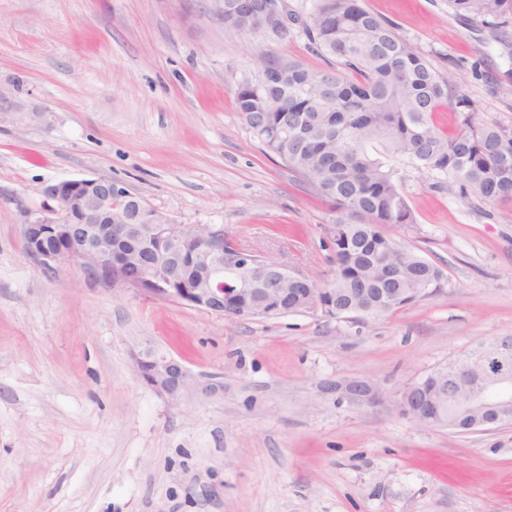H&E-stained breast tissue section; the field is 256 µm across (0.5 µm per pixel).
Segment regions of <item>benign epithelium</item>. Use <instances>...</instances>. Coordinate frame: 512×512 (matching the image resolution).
I'll return each instance as SVG.
<instances>
[{
	"instance_id": "7a95c632",
	"label": "benign epithelium",
	"mask_w": 512,
	"mask_h": 512,
	"mask_svg": "<svg viewBox=\"0 0 512 512\" xmlns=\"http://www.w3.org/2000/svg\"><path fill=\"white\" fill-rule=\"evenodd\" d=\"M0 112H14L23 118H40L42 110H29L0 92ZM43 194L48 200L43 208L24 211L22 238L26 250L40 266L55 269L75 264L104 285H124L112 268L138 258L139 250L153 241L165 245L157 261L147 266L143 281L151 284L140 292L165 301L173 300L176 291L166 287L182 252L187 247L197 250L201 260L199 287L193 291L191 307L218 316H227L224 289L219 282L223 268L248 269L239 291L260 299L254 309L239 313L247 318H276L300 306H289L288 289L297 285L293 295L300 297L310 288L311 280L291 273L282 265L270 263L258 254L237 248L224 260V229L208 224H180L152 208L127 188L104 178L64 179L47 185ZM480 352L493 361L474 376L462 366L475 364L473 358L453 362L429 375V379L448 375V398H456L475 415L466 432L497 428L512 413V339L502 336ZM150 384L171 401L178 402L187 393L205 397L213 393L211 386L196 381L183 366L166 356H156L148 370ZM345 395L357 404H373L378 395L361 381L344 387ZM403 412L424 426H432L441 407L430 400L425 386L417 382L403 394Z\"/></svg>"
}]
</instances>
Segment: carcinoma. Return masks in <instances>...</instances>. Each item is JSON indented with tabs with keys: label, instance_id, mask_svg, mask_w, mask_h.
Here are the masks:
<instances>
[{
	"label": "carcinoma",
	"instance_id": "cac0c4a2",
	"mask_svg": "<svg viewBox=\"0 0 512 512\" xmlns=\"http://www.w3.org/2000/svg\"><path fill=\"white\" fill-rule=\"evenodd\" d=\"M460 18L496 29L512 21V0H448ZM263 2L224 11V27L261 30ZM303 33L329 63L314 73L298 62L255 53L236 91L238 112L256 137L335 213V268L313 284L321 302L348 308L349 324L395 312L443 291V270L417 253L392 250L386 224H413L397 170L375 148L448 179L464 204L512 199V133L475 121L476 104L452 95L449 78L372 13L364 0H311ZM455 101L453 135L433 115ZM190 256L175 287L193 288Z\"/></svg>",
	"mask_w": 512,
	"mask_h": 512
}]
</instances>
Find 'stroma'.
I'll use <instances>...</instances> for the list:
<instances>
[{
    "label": "stroma",
    "instance_id": "35a3bbf8",
    "mask_svg": "<svg viewBox=\"0 0 512 512\" xmlns=\"http://www.w3.org/2000/svg\"><path fill=\"white\" fill-rule=\"evenodd\" d=\"M478 108L512 131V24L448 0H365ZM221 0H0V512H512V424L457 433L403 415V391L512 335V203L477 211L442 177L389 164L416 221L386 225L441 267L443 291L361 330L309 310L224 318L110 288L27 254L23 210L47 184L107 178L181 224L314 280L332 212L242 120L254 50L326 68L303 33L224 28ZM150 348L216 385L174 404L139 377ZM360 380L371 407L339 393Z\"/></svg>",
    "mask_w": 512,
    "mask_h": 512
}]
</instances>
